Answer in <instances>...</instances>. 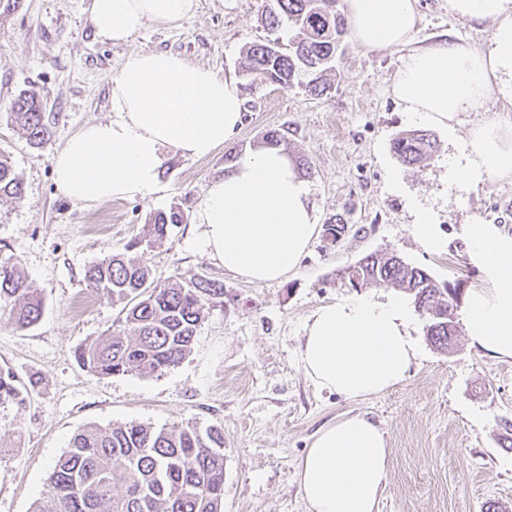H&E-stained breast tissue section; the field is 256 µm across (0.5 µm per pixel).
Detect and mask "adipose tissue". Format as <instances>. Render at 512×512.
Listing matches in <instances>:
<instances>
[{
	"label": "adipose tissue",
	"mask_w": 512,
	"mask_h": 512,
	"mask_svg": "<svg viewBox=\"0 0 512 512\" xmlns=\"http://www.w3.org/2000/svg\"><path fill=\"white\" fill-rule=\"evenodd\" d=\"M354 40L362 47L408 44L416 0H345ZM195 0H93L98 38L127 42L146 24H175ZM450 12L493 22L488 53L463 41L413 51L393 83L410 116L450 127L461 112L487 100L500 69H512V0H448ZM112 118L89 122L53 156L56 189L75 202L148 199L159 192L167 152L205 158L237 132L243 120L238 82L167 52H133L112 78ZM465 188L512 176V143L493 125L474 131L452 164ZM310 187L283 148L243 155L204 190L196 212L201 246L225 269L253 283L293 272L319 226ZM462 235L481 278L470 288L462 321L469 342L493 359H512V235L491 224H466ZM415 317L400 296L359 297L317 309L301 351L306 376L318 389L359 399L402 384L418 354ZM383 430L365 414H346L314 433L300 463L308 512H377L390 460Z\"/></svg>",
	"instance_id": "ef3b65f1"
}]
</instances>
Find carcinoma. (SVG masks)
<instances>
[{"mask_svg":"<svg viewBox=\"0 0 512 512\" xmlns=\"http://www.w3.org/2000/svg\"><path fill=\"white\" fill-rule=\"evenodd\" d=\"M338 4L270 0L261 16L264 26L275 32L292 23L296 36L285 49L277 38L245 45L242 72L278 85L303 74L306 92L323 94V73L347 31ZM7 120L33 146L50 137L43 105L32 91L17 95ZM391 149L401 163L414 165L432 156L435 141L420 130L406 131L393 138ZM22 196L20 178L0 154V197L19 201ZM184 220L178 207L158 212L125 252L87 268V288L107 295L121 309L106 336L76 349L80 365L103 376H149L176 366L191 352L207 310L223 302L224 284L205 276L158 284L142 259L145 250L162 243L170 227ZM340 279L352 288L373 284L407 293L416 310L427 315L425 336L440 350H448L457 335L453 311L463 294L461 281L440 284L426 270L385 251L367 254L340 271ZM0 315L21 330L37 325L43 315L42 300L8 258H0ZM24 399L14 373L0 368V406ZM49 481L52 494L34 512H223L224 435L190 422L160 429L132 422L91 426L73 437Z\"/></svg>","mask_w":512,"mask_h":512,"instance_id":"1","label":"carcinoma"}]
</instances>
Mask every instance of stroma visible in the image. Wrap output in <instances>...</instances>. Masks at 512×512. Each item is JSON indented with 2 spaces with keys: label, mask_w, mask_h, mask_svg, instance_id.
<instances>
[{
  "label": "stroma",
  "mask_w": 512,
  "mask_h": 512,
  "mask_svg": "<svg viewBox=\"0 0 512 512\" xmlns=\"http://www.w3.org/2000/svg\"><path fill=\"white\" fill-rule=\"evenodd\" d=\"M268 0H197L175 25L147 24L130 41H101L90 22L91 0H19L0 6V153L23 183L22 200L0 197V255L12 258L44 302L37 326L18 330L0 319V367L12 369L29 395L0 407V512H33L52 491L49 474L72 437L89 426L129 422L156 428L190 422L224 433V512H307L299 465L313 433L344 414L364 413L386 432L391 460L378 512H512V450L502 448L512 421V360L475 352L459 332L451 353L433 347L417 316L420 346L407 379L379 395L347 400L318 390L306 377L305 326L325 304L385 288L350 287L340 270L376 250L396 253L438 282L472 287L478 270L461 235L465 224L512 233V179L490 178L460 189L449 158L472 130L494 122L512 137V94L492 90L483 111L460 113L456 140L426 125L437 149L407 166L391 150L396 134L416 129L391 93L412 51L443 40L490 48L494 27L448 12V0H418L412 40L367 49L345 36L323 95L301 84L282 87L251 76L244 122L228 148L246 154L271 129H287L288 152L308 159L306 179L319 224L342 217L338 242L317 236L298 268L280 282L255 284L225 270L198 241L197 204L224 174V151L204 159L167 155L164 190L147 200L84 205L59 195L52 157L86 123L112 117L111 79L129 53L171 52L220 76L241 78V50L272 34L261 22ZM40 99L51 129L30 146L6 122L20 91ZM227 148V149H228ZM400 185H392L391 173ZM436 214L443 249L427 251L413 236L415 206ZM180 207L171 228L144 261L155 282L196 275L224 283L191 352L177 366L141 376H102L81 367L76 349L102 336L118 315L109 297L90 291L86 269L123 252L154 213ZM85 308H77L80 299Z\"/></svg>",
  "instance_id": "stroma-1"
}]
</instances>
